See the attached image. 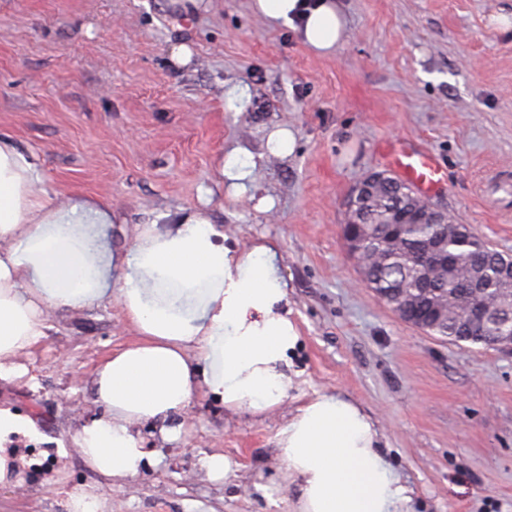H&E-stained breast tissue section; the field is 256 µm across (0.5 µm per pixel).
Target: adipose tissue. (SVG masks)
<instances>
[{
    "label": "adipose tissue",
    "mask_w": 512,
    "mask_h": 512,
    "mask_svg": "<svg viewBox=\"0 0 512 512\" xmlns=\"http://www.w3.org/2000/svg\"><path fill=\"white\" fill-rule=\"evenodd\" d=\"M253 8L277 24L299 17V0H254ZM302 20L303 39L317 52L342 42L336 0H320ZM39 182L32 159L0 139V380L26 375L19 357L45 338L48 311L117 300L136 338L94 373L102 412L75 438L91 469L110 480L138 475L151 459L141 425L177 438L165 422L198 391L253 416L285 402L300 333L274 245L227 246L196 212L166 229L143 225L128 252H107L96 228L110 223L108 209L79 195L56 199ZM21 436L36 441L40 433L0 407V487L20 484L31 464L13 445ZM276 446L299 512H399L407 500L373 419L348 397L326 391L302 401Z\"/></svg>",
    "instance_id": "1"
}]
</instances>
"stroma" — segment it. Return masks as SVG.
<instances>
[{"label":"stroma","mask_w":512,"mask_h":512,"mask_svg":"<svg viewBox=\"0 0 512 512\" xmlns=\"http://www.w3.org/2000/svg\"><path fill=\"white\" fill-rule=\"evenodd\" d=\"M347 27L320 54L252 0H0V137L35 154L42 189L109 207L113 246L156 213L202 211L228 244L278 246L300 332L292 396L337 391L372 416L406 512H512V353L456 345L399 318L362 280L343 229L346 200L406 143L446 179L431 202L512 255V0H338ZM190 52L187 63L174 57ZM290 129L293 153L267 147ZM257 160L238 192L226 152ZM119 303L56 312L0 381V405L43 439L37 464L0 489V512H67L48 477L100 487L112 512H295L275 444L287 417L232 413L205 392L167 424L140 428L154 456L111 482L73 442L99 415L89 382L134 341ZM231 472L208 476L206 456Z\"/></svg>","instance_id":"35a3bbf8"}]
</instances>
